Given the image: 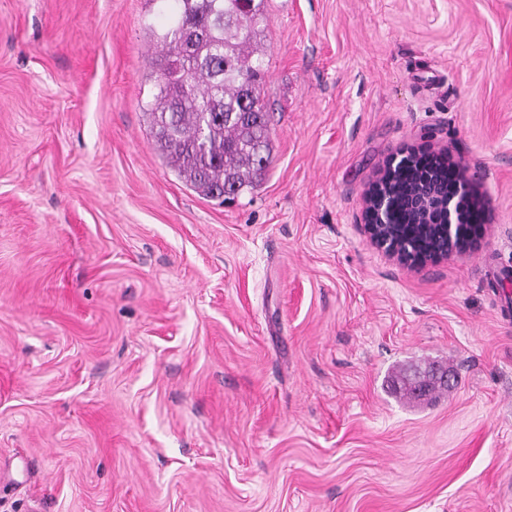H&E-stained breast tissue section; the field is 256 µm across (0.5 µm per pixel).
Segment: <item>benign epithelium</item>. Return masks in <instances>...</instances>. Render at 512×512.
Masks as SVG:
<instances>
[{
  "label": "benign epithelium",
  "instance_id": "1",
  "mask_svg": "<svg viewBox=\"0 0 512 512\" xmlns=\"http://www.w3.org/2000/svg\"><path fill=\"white\" fill-rule=\"evenodd\" d=\"M486 206L451 152L407 147L389 155L364 198L370 243L415 267L438 262L476 245ZM412 380L418 387L452 384L444 366L433 365Z\"/></svg>",
  "mask_w": 512,
  "mask_h": 512
}]
</instances>
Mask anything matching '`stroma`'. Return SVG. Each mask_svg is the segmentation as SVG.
Here are the masks:
<instances>
[{
    "label": "stroma",
    "instance_id": "stroma-1",
    "mask_svg": "<svg viewBox=\"0 0 512 512\" xmlns=\"http://www.w3.org/2000/svg\"><path fill=\"white\" fill-rule=\"evenodd\" d=\"M265 12L272 160L223 205L144 111L169 10L0 0V512H512V0ZM405 147L462 161L474 249L370 244ZM412 380L418 387L425 389L428 385L444 384L450 385L454 379L448 374V369L444 366L433 365L424 370H420Z\"/></svg>",
    "mask_w": 512,
    "mask_h": 512
}]
</instances>
